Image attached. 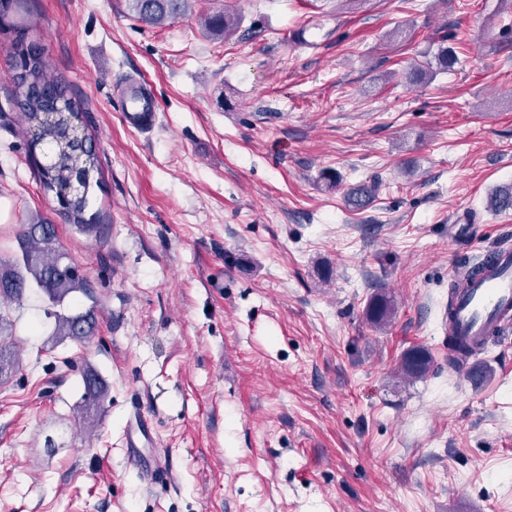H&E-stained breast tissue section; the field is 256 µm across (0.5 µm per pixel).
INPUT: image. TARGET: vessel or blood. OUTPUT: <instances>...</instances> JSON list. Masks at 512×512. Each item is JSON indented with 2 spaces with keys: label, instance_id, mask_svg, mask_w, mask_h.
<instances>
[{
  "label": "vessel or blood",
  "instance_id": "obj_1",
  "mask_svg": "<svg viewBox=\"0 0 512 512\" xmlns=\"http://www.w3.org/2000/svg\"><path fill=\"white\" fill-rule=\"evenodd\" d=\"M122 110L126 123L140 131L152 129L158 121L156 99L138 84L126 87ZM486 258L490 269L453 297L450 306L452 330L471 345L486 342L489 336L512 326V246L502 245ZM152 438L148 419L137 417L127 440V457L130 466L150 483L167 475L161 460L147 457L141 449Z\"/></svg>",
  "mask_w": 512,
  "mask_h": 512
}]
</instances>
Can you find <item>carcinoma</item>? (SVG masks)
Listing matches in <instances>:
<instances>
[{"label": "carcinoma", "instance_id": "obj_1", "mask_svg": "<svg viewBox=\"0 0 512 512\" xmlns=\"http://www.w3.org/2000/svg\"><path fill=\"white\" fill-rule=\"evenodd\" d=\"M134 17L148 27H161L186 15L195 0H127ZM241 18L228 10L205 19V27L214 36L226 37L240 26ZM12 57L16 74L14 105L30 134L31 144H46L52 148L50 163L38 165L37 178L43 193L57 203L56 212L63 223L84 234L99 233L98 214L89 213L94 203V188L101 183V158L94 142L74 135L80 108L70 93L65 79L48 72L42 48L28 42L24 32L13 43ZM457 63L454 48L443 39L431 59L404 72L409 83L431 80L446 73ZM489 206L496 212L512 209V186L496 189ZM17 249L8 260L0 261V384L9 382L20 370V358L15 347L4 342L10 335L11 321L6 313L14 302H20L29 292L40 294L49 304L47 315L54 318L51 345L67 339L85 341L94 335L96 309L71 310L68 302L82 294L93 298L91 284L78 266L60 247L58 227L51 220L33 216L17 225ZM367 320L375 326L385 325L391 315V300L378 291L366 306ZM434 366L430 352L423 347L407 350L399 364L400 375L406 379L427 376ZM83 401L86 419L96 423L107 385L91 370L83 374Z\"/></svg>", "mask_w": 512, "mask_h": 512}]
</instances>
